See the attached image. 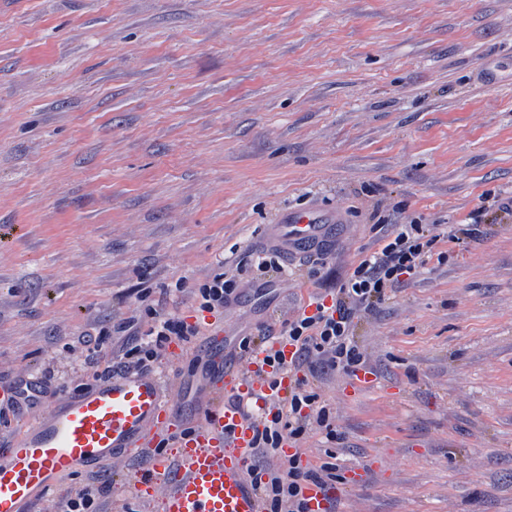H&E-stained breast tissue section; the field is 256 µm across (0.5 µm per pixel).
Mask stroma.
I'll list each match as a JSON object with an SVG mask.
<instances>
[{"instance_id":"stroma-1","label":"stroma","mask_w":512,"mask_h":512,"mask_svg":"<svg viewBox=\"0 0 512 512\" xmlns=\"http://www.w3.org/2000/svg\"><path fill=\"white\" fill-rule=\"evenodd\" d=\"M512 192V0H0V386L52 370L87 388L82 332L140 316L137 292L234 269L282 211L343 208L317 279L277 274L227 331L281 329L336 287L379 217L452 225ZM430 262L354 337L378 380L312 385L339 438V512H512V216ZM157 372L193 374L178 343ZM132 466L103 512L136 504Z\"/></svg>"}]
</instances>
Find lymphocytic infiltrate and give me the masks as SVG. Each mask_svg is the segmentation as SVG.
Returning <instances> with one entry per match:
<instances>
[{
  "label": "lymphocytic infiltrate",
  "mask_w": 512,
  "mask_h": 512,
  "mask_svg": "<svg viewBox=\"0 0 512 512\" xmlns=\"http://www.w3.org/2000/svg\"><path fill=\"white\" fill-rule=\"evenodd\" d=\"M493 207L512 215V206L485 193L467 221L452 225L440 235L420 216L406 224L379 225L375 249L361 252L336 292L311 294L309 302L314 307L313 312L302 309L289 319L283 331L295 348L289 367L299 372L300 377L295 380L288 399L271 416L258 421L248 467L266 512H306V486L311 483L328 485L339 479L337 464L302 466L297 456L283 455L282 445L288 439L300 440L314 429L324 433L327 440H335L331 412L309 380L336 370L353 372L362 365L363 354L352 338L355 315L376 310L416 277L431 259L445 261L446 253L434 250L441 239L457 245L475 239L479 224ZM283 269L281 254L271 248L263 255L242 259L234 271L216 270L194 285L178 280L175 289L189 291L196 312L220 313L238 301L241 274L254 272L256 283L261 285L268 273H279ZM138 300L150 324L144 330L136 328L131 320L120 324V331L131 335L119 362L120 369L152 371L160 350L174 340L187 352L195 351L200 323H188L180 315L166 311L163 299L155 297L152 289H141ZM278 454L284 457L282 468L271 470L262 465L263 457Z\"/></svg>",
  "instance_id": "f902f5d3"
}]
</instances>
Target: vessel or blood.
<instances>
[{"mask_svg": "<svg viewBox=\"0 0 512 512\" xmlns=\"http://www.w3.org/2000/svg\"><path fill=\"white\" fill-rule=\"evenodd\" d=\"M344 221L339 209L287 211L265 225L263 244L279 249L292 266L327 247ZM201 343L200 422L166 452L155 445L171 436L185 410L169 398L159 374L115 370L58 400L37 379L23 377L15 387L19 427L0 454V512H27L51 501L65 477L114 459L139 460L132 474L135 495L160 496L161 512H264L248 475L255 427L243 407L252 401L264 408L288 396L292 375L273 371L265 358L275 351L288 361L295 348L282 336L271 347L253 348L246 366L238 367L225 358L228 339L219 324H207Z\"/></svg>", "mask_w": 512, "mask_h": 512, "instance_id": "vessel-or-blood-1", "label": "vessel or blood"}]
</instances>
